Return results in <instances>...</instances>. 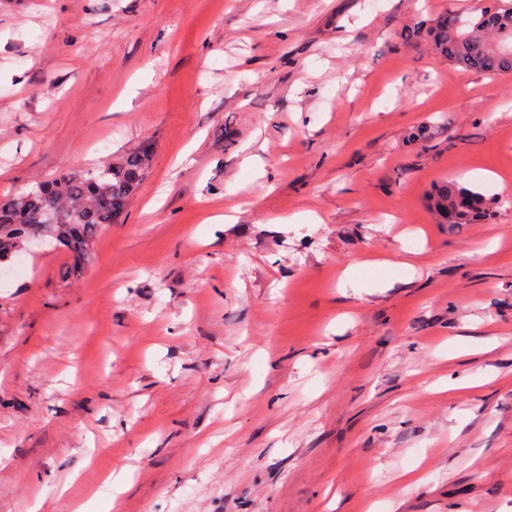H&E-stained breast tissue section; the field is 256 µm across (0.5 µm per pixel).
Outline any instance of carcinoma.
<instances>
[{"label":"carcinoma","mask_w":512,"mask_h":512,"mask_svg":"<svg viewBox=\"0 0 512 512\" xmlns=\"http://www.w3.org/2000/svg\"><path fill=\"white\" fill-rule=\"evenodd\" d=\"M412 35L430 38L437 55L465 70L489 76L512 74V0H491L458 26L449 24L444 13ZM150 158V149L141 147L97 173L74 172L26 193L0 196V262L46 238L44 221L53 212L55 241L73 259L65 273L77 275L79 260L90 256L100 231L127 207ZM428 203L443 224H475L496 205L493 198L457 182L440 187Z\"/></svg>","instance_id":"obj_1"}]
</instances>
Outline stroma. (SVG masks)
<instances>
[{
  "label": "stroma",
  "mask_w": 512,
  "mask_h": 512,
  "mask_svg": "<svg viewBox=\"0 0 512 512\" xmlns=\"http://www.w3.org/2000/svg\"><path fill=\"white\" fill-rule=\"evenodd\" d=\"M487 3L0 0V196L152 150L4 264L0 512H512V75L405 37ZM474 202L481 203V206H474ZM428 203L442 224H475L486 219L491 207L493 209L496 205L492 197H486L457 182H448L440 187L434 195L428 197ZM448 206L461 210L458 219H448Z\"/></svg>",
  "instance_id": "35a3bbf8"
}]
</instances>
